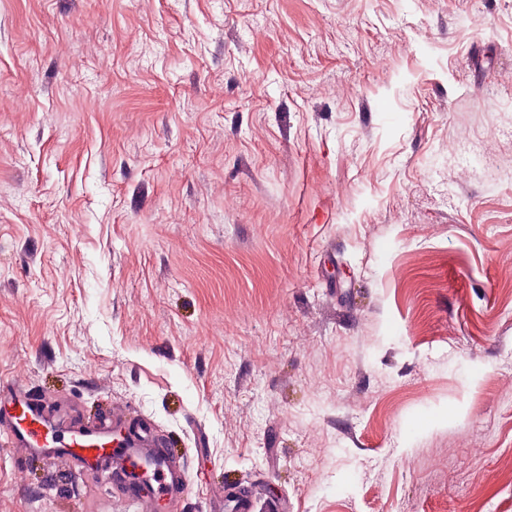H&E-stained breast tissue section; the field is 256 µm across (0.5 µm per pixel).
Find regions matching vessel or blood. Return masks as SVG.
I'll list each match as a JSON object with an SVG mask.
<instances>
[{
	"label": "vessel or blood",
	"mask_w": 512,
	"mask_h": 512,
	"mask_svg": "<svg viewBox=\"0 0 512 512\" xmlns=\"http://www.w3.org/2000/svg\"><path fill=\"white\" fill-rule=\"evenodd\" d=\"M9 405L15 410L13 439L27 451L40 454L61 453L87 459L103 456L102 445L110 433L121 434L123 447L112 451V469L116 474H145L150 494L146 502L148 512H171L180 499L187 482L184 470L173 461L167 450L150 447L145 430H135L122 424L100 427L93 431L72 432L70 440L57 445L50 433V425L42 411L27 398L0 394V406Z\"/></svg>",
	"instance_id": "1"
}]
</instances>
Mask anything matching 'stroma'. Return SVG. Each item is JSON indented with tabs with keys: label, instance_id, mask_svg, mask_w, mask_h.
<instances>
[{
	"label": "stroma",
	"instance_id": "1",
	"mask_svg": "<svg viewBox=\"0 0 512 512\" xmlns=\"http://www.w3.org/2000/svg\"><path fill=\"white\" fill-rule=\"evenodd\" d=\"M512 0H0V390L287 512H512ZM0 512H146L15 447Z\"/></svg>",
	"mask_w": 512,
	"mask_h": 512
}]
</instances>
